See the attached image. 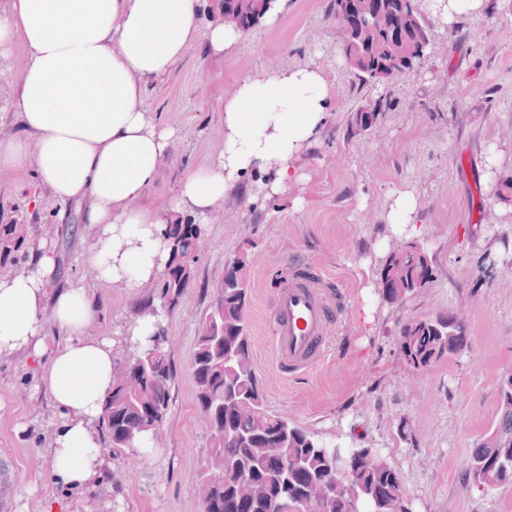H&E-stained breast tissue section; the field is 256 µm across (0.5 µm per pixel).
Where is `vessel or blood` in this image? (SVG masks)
Segmentation results:
<instances>
[{"label": "vessel or blood", "instance_id": "obj_1", "mask_svg": "<svg viewBox=\"0 0 512 512\" xmlns=\"http://www.w3.org/2000/svg\"><path fill=\"white\" fill-rule=\"evenodd\" d=\"M344 315L323 274L297 265L283 273L270 313V348L277 371L303 375L320 366L335 325Z\"/></svg>", "mask_w": 512, "mask_h": 512}]
</instances>
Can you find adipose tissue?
I'll list each match as a JSON object with an SVG mask.
<instances>
[{
	"mask_svg": "<svg viewBox=\"0 0 512 512\" xmlns=\"http://www.w3.org/2000/svg\"><path fill=\"white\" fill-rule=\"evenodd\" d=\"M198 32L197 0H0V57L17 38L27 52L11 96L25 134L0 143V168L32 167L39 178L32 206L50 192L94 228L80 259L102 283L139 288L171 260L160 220L139 202L175 133L154 122L142 99ZM333 99L313 63L249 75L224 100L217 165L184 175L177 209L205 216L244 174L270 167L271 193L285 192ZM58 281L57 251L45 240L31 247L26 270L0 275V359L35 361L61 420L47 472L77 492L110 469L100 424L116 358L110 339L86 334L99 307L90 289Z\"/></svg>",
	"mask_w": 512,
	"mask_h": 512,
	"instance_id": "1",
	"label": "adipose tissue"
}]
</instances>
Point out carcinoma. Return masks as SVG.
<instances>
[{"instance_id": "1", "label": "carcinoma", "mask_w": 512, "mask_h": 512, "mask_svg": "<svg viewBox=\"0 0 512 512\" xmlns=\"http://www.w3.org/2000/svg\"><path fill=\"white\" fill-rule=\"evenodd\" d=\"M362 9L385 18L382 27L357 28L354 10L343 19L342 54L359 80L369 83L389 80L410 66L399 60L393 47L397 40L415 39L416 20L407 14L403 0H356ZM376 112H355L351 126L369 129ZM172 257L162 278L161 308L174 303L192 280L194 266L187 256L200 246L204 229L200 224H164ZM24 225L0 224V263L6 262L24 243ZM427 251L417 249L386 257L380 278L382 295L398 303L414 295L423 283ZM219 304L211 306L197 322L191 359L195 398L209 433V448L224 460V478L214 483L202 472L197 488L202 500L224 501V512H302L310 486L319 481L335 482L336 465L348 470V480L332 493L318 512H395L394 504L404 496L400 472L382 455L368 459L358 449L331 448L303 427L269 411L253 360L251 336L245 320L249 282L245 261L237 270L225 266L224 285L218 288ZM468 336L466 324L454 315L414 319L400 329L397 349L411 369L426 368L461 350ZM164 325H159L151 345L142 353L151 356V371L140 392L112 391L105 404L103 429L109 442L131 448L142 435L155 432L164 421L171 398L170 356ZM499 418L494 429L472 449L468 459L469 479L486 488L512 485V374L501 383ZM288 469V484L280 473ZM248 482L251 495L242 500L238 488Z\"/></svg>"}]
</instances>
